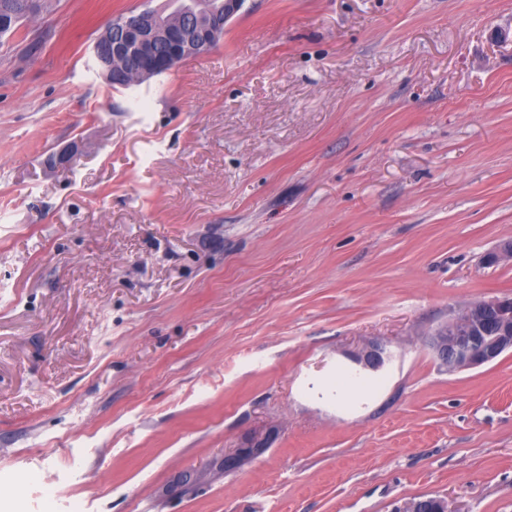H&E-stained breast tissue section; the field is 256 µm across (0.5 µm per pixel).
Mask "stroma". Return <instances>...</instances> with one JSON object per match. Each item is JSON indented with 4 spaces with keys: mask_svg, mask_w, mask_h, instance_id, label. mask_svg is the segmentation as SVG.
Masks as SVG:
<instances>
[{
    "mask_svg": "<svg viewBox=\"0 0 512 512\" xmlns=\"http://www.w3.org/2000/svg\"><path fill=\"white\" fill-rule=\"evenodd\" d=\"M147 4L0 38V512H512V354L426 343L512 297V0H242L110 86ZM202 1L209 6L201 7L200 0H167L162 9L145 8L114 18L111 23L129 14L108 25L96 42L98 60L112 81L109 85L173 70L184 54L209 50L223 36L224 23L240 10L241 0ZM391 352L387 345L380 341H370L357 352L350 354L351 360L362 369L379 371L391 360ZM266 442L252 439L243 448H236L233 453L224 456V471H231L245 462L262 454L266 450ZM398 512H454L444 497L429 496L423 499H412L405 503Z\"/></svg>",
    "mask_w": 512,
    "mask_h": 512,
    "instance_id": "stroma-1",
    "label": "stroma"
}]
</instances>
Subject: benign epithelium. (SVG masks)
I'll list each match as a JSON object with an SVG mask.
<instances>
[{"instance_id": "1", "label": "benign epithelium", "mask_w": 512, "mask_h": 512, "mask_svg": "<svg viewBox=\"0 0 512 512\" xmlns=\"http://www.w3.org/2000/svg\"><path fill=\"white\" fill-rule=\"evenodd\" d=\"M241 0H166L162 9L145 8L107 26L96 42L98 60L106 79L124 85L159 71L177 68L188 52L209 50L224 34V23L233 18ZM427 345L449 372L491 363L512 351V298L481 299L439 326ZM351 360L370 371L383 369L391 360L387 345L370 341ZM266 450L263 440H251L224 456V470L231 471ZM399 512H454L444 497L412 499Z\"/></svg>"}]
</instances>
